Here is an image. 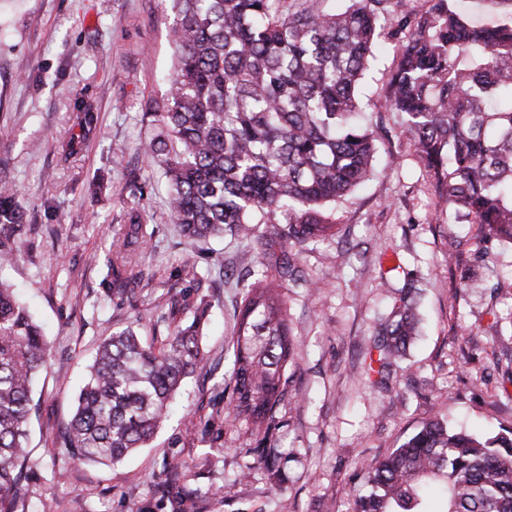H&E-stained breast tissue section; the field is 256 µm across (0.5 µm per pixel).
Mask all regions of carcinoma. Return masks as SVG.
<instances>
[{
    "instance_id": "carcinoma-1",
    "label": "carcinoma",
    "mask_w": 512,
    "mask_h": 512,
    "mask_svg": "<svg viewBox=\"0 0 512 512\" xmlns=\"http://www.w3.org/2000/svg\"><path fill=\"white\" fill-rule=\"evenodd\" d=\"M177 62L166 99L151 105L153 148L170 186L174 223L192 239L269 224L259 252L246 258L254 281L236 314L228 417L270 428L283 395L294 340L284 282L287 259L269 272L275 241L335 240L326 208L377 174V137L357 87L380 37L389 0H349L328 13L323 0L297 11L283 0H171ZM409 36L392 74L387 106L434 181L454 224H477L487 241L512 246V22L466 19L451 0L403 11ZM16 191L0 182V271L17 258L24 222ZM146 243L130 218L112 262V294L131 297L128 248ZM375 325L368 370L385 377L417 335L420 286L406 278ZM201 300L193 319L170 327L160 348L128 326L99 345L62 434L81 462H122L153 438L182 381L203 363ZM41 327L0 278V512H24L26 425L32 383L48 357ZM512 512V429L486 437L435 416L369 467L355 489V512Z\"/></svg>"
}]
</instances>
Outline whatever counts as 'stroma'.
<instances>
[{
  "label": "stroma",
  "instance_id": "obj_1",
  "mask_svg": "<svg viewBox=\"0 0 512 512\" xmlns=\"http://www.w3.org/2000/svg\"><path fill=\"white\" fill-rule=\"evenodd\" d=\"M175 21L170 0H0V180L25 213L20 258L4 277L50 349L27 426L28 512H174L164 472L172 459L185 463L180 484L201 495V512H351L363 466L434 414L477 432L511 426L512 248L494 250L491 287H462L478 228L439 212L401 115L386 106L400 43L387 14L359 88L379 123L378 173L329 207L333 243L275 246L296 256L308 282L284 291L296 362L268 433L226 418L233 316L250 282L241 258L268 227L194 241L171 220L146 110L169 91ZM84 103L88 129L77 120ZM134 212L146 243L132 253L126 300L110 292V262ZM410 275L426 282L420 334L377 385L365 364L376 319ZM202 300L204 366L152 441L114 466L61 451L100 340L131 325L161 343L172 316L191 320ZM267 448L281 453L274 476Z\"/></svg>",
  "mask_w": 512,
  "mask_h": 512
}]
</instances>
